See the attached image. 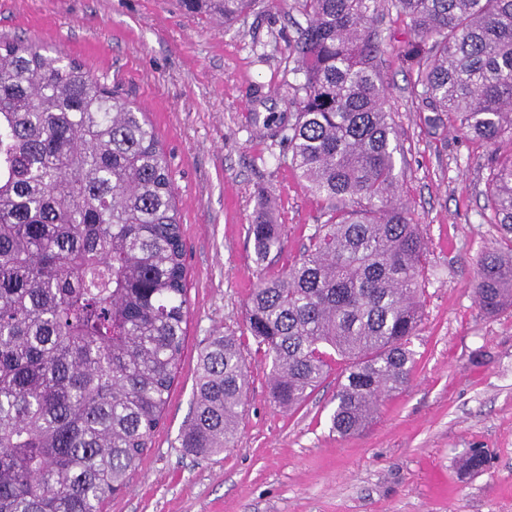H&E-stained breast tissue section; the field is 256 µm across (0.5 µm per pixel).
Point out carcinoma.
I'll return each instance as SVG.
<instances>
[{
    "label": "carcinoma",
    "instance_id": "cac0c4a2",
    "mask_svg": "<svg viewBox=\"0 0 512 512\" xmlns=\"http://www.w3.org/2000/svg\"><path fill=\"white\" fill-rule=\"evenodd\" d=\"M230 25L258 0H181ZM413 38L399 54L435 129L512 144V0H395ZM378 0H294L302 82L283 136L328 218L288 269L270 199L247 234L265 270L246 326L272 357L271 396L296 407L337 377L333 428L361 431L409 380L422 317L426 243L399 195L398 141L368 35ZM488 201L512 243V153ZM187 267L171 165L146 113L75 60L0 41V512H97L128 488L180 365ZM475 294L512 306V247L485 252ZM247 385L234 336L198 356L180 435L190 454L232 447ZM481 448L462 458L477 474Z\"/></svg>",
    "mask_w": 512,
    "mask_h": 512
}]
</instances>
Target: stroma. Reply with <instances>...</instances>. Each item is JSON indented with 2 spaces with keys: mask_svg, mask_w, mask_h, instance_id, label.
I'll use <instances>...</instances> for the list:
<instances>
[{
  "mask_svg": "<svg viewBox=\"0 0 512 512\" xmlns=\"http://www.w3.org/2000/svg\"><path fill=\"white\" fill-rule=\"evenodd\" d=\"M304 17L293 0H258L232 26L179 0H0V38H21L80 61L146 112L171 162L186 249L190 315L164 420L127 492L101 512H512V307L484 314L473 285L482 254L506 248L488 205L493 158L512 144L430 127L398 50L412 35L395 0L370 24L401 152L399 194L427 247L423 317L408 383L361 432L330 427L332 361L297 408L270 396L272 360L247 331L260 270L246 243L260 193L283 226L280 271L309 244L327 204L303 186L274 132L291 111L289 46ZM237 336L249 385L234 447L185 453L200 350ZM490 465L461 474L468 449Z\"/></svg>",
  "mask_w": 512,
  "mask_h": 512,
  "instance_id": "1",
  "label": "stroma"
}]
</instances>
